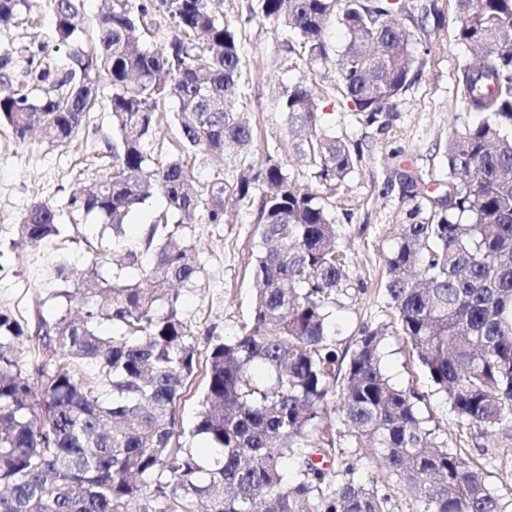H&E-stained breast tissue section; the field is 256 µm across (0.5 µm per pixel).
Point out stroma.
<instances>
[{"instance_id":"35a3bbf8","label":"stroma","mask_w":512,"mask_h":512,"mask_svg":"<svg viewBox=\"0 0 512 512\" xmlns=\"http://www.w3.org/2000/svg\"><path fill=\"white\" fill-rule=\"evenodd\" d=\"M414 2L415 10L403 23L418 36L416 53L424 61L423 71L400 97L397 117L384 132L361 120L340 92L332 56L341 51L345 34L337 23H330L327 30L331 58L307 61L289 54L274 25L254 15L256 0H222L220 5L221 12L237 20L246 39L249 87L243 111L255 133L249 155L253 165H261L268 147L274 146L287 159L292 179L310 184L308 168L294 148L276 101L280 86L301 80L321 86L322 129L360 149L353 172L335 192L325 195L354 263L352 286L341 295L335 311L340 330L336 347L341 352L352 351L361 326L390 321L385 264L398 236L392 219L400 205V177L423 175L429 196L444 195L448 134L473 119L460 105L456 75L469 56L455 40V16L447 0ZM431 3L443 12L442 26L421 12ZM65 55L57 45L55 18L45 0H28L10 21L0 23V92L30 82L39 71H54ZM97 93L99 104L92 119L64 146H47L35 136L19 141L0 124V310L25 325L54 313L58 266H66L70 279L81 280L92 255L113 245L111 234L102 233L91 219L64 225L59 236L36 247L18 234L33 199L59 205L74 188L98 178L101 154L113 136L112 86L107 78L99 79ZM164 205L157 194L131 212L121 247L141 251L145 261H152L154 253L146 249L145 236ZM185 234L196 247L202 271L193 285L182 289L181 312L203 351L214 340L235 336L247 318L259 234L248 217L232 210L223 223L193 224ZM383 354L387 376L424 395L420 411L437 441L461 449L466 459L482 465L489 483L501 493L512 492V432L487 435L461 429L444 395L435 391L401 337L385 336Z\"/></svg>"}]
</instances>
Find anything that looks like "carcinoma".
Segmentation results:
<instances>
[{
	"instance_id": "carcinoma-1",
	"label": "carcinoma",
	"mask_w": 512,
	"mask_h": 512,
	"mask_svg": "<svg viewBox=\"0 0 512 512\" xmlns=\"http://www.w3.org/2000/svg\"><path fill=\"white\" fill-rule=\"evenodd\" d=\"M65 66L50 88L0 96V123L21 141L35 130L62 146L90 119L96 79L112 83L115 139L104 169L66 203L76 224L98 217L120 237L128 214L154 193L166 210L142 266L132 249L120 274L101 277L94 256L82 281L55 293L53 318L36 338L51 352L34 394L16 345L24 326L0 311V512H512V497L486 480L458 448L426 427L423 396L391 383L382 367L387 331L402 337L460 427L512 431V0H453L455 40L472 57L458 74L463 108L485 118L448 136V193L429 198L421 177L399 192L396 247L386 260L391 321L359 328L349 357L336 349L333 308L352 264L324 197L285 173L278 151L249 161L254 130L240 120L249 83L244 38L210 0H160L170 21L164 53L151 48L157 22L144 0H109L93 37L75 19L78 0H47ZM406 0H257L288 52L325 59L331 19L347 41L336 60L343 96L364 121L391 125L401 94L420 75L415 35L400 20ZM175 98L173 149L158 138ZM288 128L311 178L333 192L360 153L317 131V84L282 88ZM201 155L232 175L199 192ZM263 187L256 193L257 187ZM260 228L251 315L240 334L206 349V385L192 435L180 442L176 406L198 351L181 314L180 288L198 278L188 224L224 223L226 206ZM61 213L35 200L19 232L37 244L59 234ZM112 324V335L99 327ZM339 393L336 423L329 396ZM340 435L377 449L380 494L354 482L331 485L313 462Z\"/></svg>"
}]
</instances>
